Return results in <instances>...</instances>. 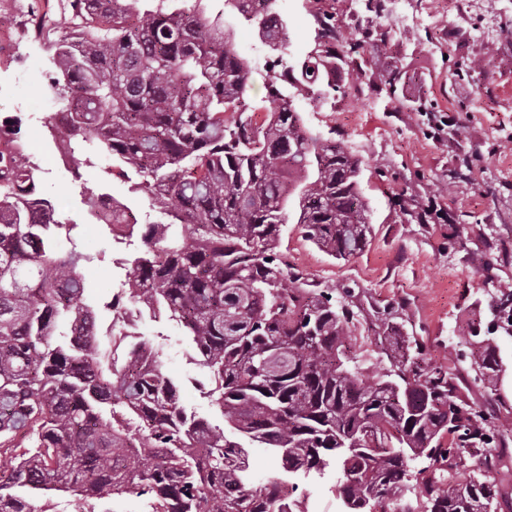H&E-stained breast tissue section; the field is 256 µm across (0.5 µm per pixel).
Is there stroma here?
<instances>
[{"label":"stroma","mask_w":512,"mask_h":512,"mask_svg":"<svg viewBox=\"0 0 512 512\" xmlns=\"http://www.w3.org/2000/svg\"><path fill=\"white\" fill-rule=\"evenodd\" d=\"M59 15L60 0H0V114L20 113L33 147L53 105L39 94L47 71L41 43L17 40L26 23L25 4ZM288 23L286 44L304 62L320 40L322 14L341 27L335 74L311 90L289 83L306 129L335 140L362 163L361 193L373 232L365 250L337 260L303 238L298 225L283 227L279 252L317 288L355 289L363 306L402 305L405 331L425 344L428 363L455 365L462 396L491 412L495 422H512V336L498 331L494 343L502 360L496 392L476 383L468 321L488 322L489 304L500 283L512 282V0H278ZM237 52L253 69L246 101L254 122H263L264 85L273 54L249 24L226 16ZM376 31L379 43L359 54L352 45L360 33ZM400 72L396 93L379 76ZM442 116L450 130L430 137L427 113ZM39 187L45 197L68 198L65 219L80 221L79 250L86 265L88 299H110L138 251L116 245L100 226L83 223V199L108 192L126 200L127 186L113 179L102 187L101 169L81 179L42 165ZM434 204L432 218L418 223L403 213L408 194ZM490 266L477 270L472 258ZM359 317L351 327V355L372 372L389 368L369 327ZM138 338L151 344L164 372L175 382L187 410L211 424H222L216 404L205 397V376L182 329L172 322L139 321Z\"/></svg>","instance_id":"obj_1"}]
</instances>
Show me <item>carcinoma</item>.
<instances>
[{
    "instance_id": "cac0c4a2",
    "label": "carcinoma",
    "mask_w": 512,
    "mask_h": 512,
    "mask_svg": "<svg viewBox=\"0 0 512 512\" xmlns=\"http://www.w3.org/2000/svg\"><path fill=\"white\" fill-rule=\"evenodd\" d=\"M183 2L62 0L61 19L31 23L53 51L40 95L63 115L72 173L105 161L146 203L142 223L116 202L97 217L140 242L108 307L163 313L185 330L231 433L186 412L149 344L121 350L128 333L114 325L112 351L101 349L78 224L43 196L17 201L37 167L14 156L0 172V512H52L32 492L76 496L83 512L111 494L145 495L150 512H299L298 483L252 482V444L305 480L336 470L343 512H500L493 473L507 448L461 399L455 370L420 367L424 344L389 305L372 327L391 369L369 374L347 354L354 289L336 301L277 250L293 220L335 259L364 251L361 162L308 133L279 76L254 123L243 104L252 67L224 32L222 0ZM228 2L262 19L271 51L284 45L269 0ZM329 57L315 51L301 78L320 80ZM490 311L512 335L511 288ZM480 332L466 329L490 383L500 360ZM460 469L468 478L449 483Z\"/></svg>"
}]
</instances>
